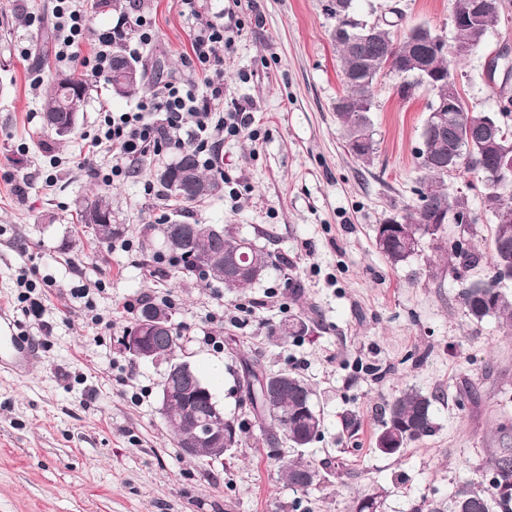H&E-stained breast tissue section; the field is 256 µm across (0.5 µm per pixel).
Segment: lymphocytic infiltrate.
<instances>
[{
  "label": "lymphocytic infiltrate",
  "instance_id": "1",
  "mask_svg": "<svg viewBox=\"0 0 512 512\" xmlns=\"http://www.w3.org/2000/svg\"><path fill=\"white\" fill-rule=\"evenodd\" d=\"M53 2L55 64L81 78H105L115 45L135 55L153 38L146 16H137L130 28L95 29L88 22L84 0ZM180 2L190 36V50L184 57L188 79L159 82L133 111L101 109L84 133L90 150L78 167L104 185L135 172L144 157L165 149H191L210 171L223 174L220 143L256 134V118L243 106L234 103L222 112L214 109L224 100V53L234 45L233 27L215 20L208 0ZM84 44L90 47L85 54L80 51Z\"/></svg>",
  "mask_w": 512,
  "mask_h": 512
}]
</instances>
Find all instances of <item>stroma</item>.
<instances>
[{"label": "stroma", "mask_w": 512, "mask_h": 512, "mask_svg": "<svg viewBox=\"0 0 512 512\" xmlns=\"http://www.w3.org/2000/svg\"><path fill=\"white\" fill-rule=\"evenodd\" d=\"M325 2L211 0L213 11L234 9L238 25L224 99L255 113L259 137L225 141L229 188L178 213L162 195L143 192L174 151L149 156L107 187L77 170L82 134L100 107L128 112L140 98L90 83L74 132L57 142L43 127V93L29 88L33 66L45 82L57 76L53 41L24 22L27 12H48L49 2L0 0V307L38 341L24 373L0 372V512H351L358 496L374 492L382 512H417L423 501L487 486L493 451L512 448V332L493 318L472 323L459 299L461 281L486 279L488 265L457 273L426 242L394 266L375 243L376 227L417 200L414 152L432 94L420 87L402 97L401 77L383 73L371 114L375 154L367 164L350 155L334 111L343 86ZM392 6L405 25L423 23L452 40L450 0H360L359 13L371 19ZM86 9L97 28L149 15L154 40L140 60L164 58L163 79L186 77L190 38L179 0H140L136 11L127 0L116 8L87 0ZM22 46L31 50L25 61L16 56ZM503 48L512 50V7L483 51L452 67L477 110L498 109L484 64ZM448 186L467 195L480 219L446 224V239L488 246L481 182L454 172ZM102 189L124 226L109 245L77 220L86 193ZM161 216L226 225L278 262L241 292L205 287L143 253L142 229ZM23 272L53 280L38 325L18 299ZM80 286L89 300L73 298ZM165 299L177 359L195 366L225 416L242 426L223 462L184 456L159 412L163 367L135 361L120 345L135 322L123 303ZM95 313L102 324L92 323ZM298 316L306 335H271V326ZM207 331L215 342L204 340ZM212 360L223 362V382L213 381ZM247 360L314 387L323 430L304 457L321 469L316 487L285 483L281 467L295 453L285 442L268 445L255 425L239 387ZM408 387L437 395V429L400 455L381 454L374 440L382 401ZM350 413L358 419L352 433Z\"/></svg>", "instance_id": "35a3bbf8"}]
</instances>
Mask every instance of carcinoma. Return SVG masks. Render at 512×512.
Here are the masks:
<instances>
[{
    "label": "carcinoma",
    "instance_id": "cac0c4a2",
    "mask_svg": "<svg viewBox=\"0 0 512 512\" xmlns=\"http://www.w3.org/2000/svg\"><path fill=\"white\" fill-rule=\"evenodd\" d=\"M505 9L503 0H487L476 18L475 24L483 30H489ZM325 14L334 22L332 43L340 62V71L344 93L336 100V120L344 130L346 146L358 160L368 162L375 153L374 133L370 113L374 103L373 89L380 72L369 64L386 54L390 42L407 43L425 30V25L415 24L408 27L402 35H396L397 23L388 22L375 27L373 40L359 42V39H340L339 32L363 33L367 27L362 25L358 15L356 0H345V9L341 12L324 8ZM483 44L473 39L472 31L460 26L454 28V37L448 50L436 51L427 44L412 46L407 55H396L392 59L393 71L415 75L416 70L408 69L416 62L423 70L433 74L435 81L427 84L432 93V101L450 95L457 100L458 111L448 113V125L452 137L440 138L428 130L422 132V143L416 153L419 176L415 189L417 202L404 208L403 219L413 230V236H394L383 241L376 240L377 246L387 261L394 265L407 262L416 255L425 239H432L440 257L469 269L482 261L489 262L491 269L512 268V224H493L489 253L485 254L474 246L463 249L458 243L449 244L443 237L431 238L429 224L432 214L448 209H470L469 200L464 195L449 191L445 177L453 172L448 167V154L461 149L462 160L459 167L478 175L482 183H488L490 171L499 163L500 157L512 158V131L501 127L502 156L494 154L493 147L483 139H472L467 125L457 121V116L465 113L474 122L484 118H494L496 114L478 111L469 106L461 95L457 82H448L452 74L451 62L462 61L476 54ZM115 61L107 76V84L112 94L129 96L149 81L152 71H161L157 63L154 70L138 65L127 57L124 50H114ZM87 84L79 77L70 74L59 75L49 87L43 106V124L57 140L63 141L58 128L75 130L78 114L83 110L87 95ZM168 201L189 208L221 189V183L210 171L204 169L197 155L188 149L182 150L178 158L166 164L159 173ZM512 206V182L503 184L495 190L484 188L483 205L487 213L493 215L504 205ZM80 221L89 228L94 238L102 244H111L112 240L123 234L124 228L116 223L110 197L100 192L85 196L79 210ZM160 232L165 245V254H154L158 260L168 259L184 276H198L197 264L206 263L216 254L224 256H245L243 265L250 267L248 276L224 274L216 283L229 290L252 287L265 279L269 269L275 265L274 254L254 240L240 237L228 229H223V237H212L209 224H182L173 222L164 224ZM496 276L483 281H474L461 291V303L474 323H481L493 317L506 327H512V300L499 288ZM309 324L302 318H294L272 328L281 336H304ZM243 385L253 417L266 441L273 444L284 439L292 448H307L316 441L322 431L321 414L314 403L315 393L311 386L298 374L283 371L267 374L259 365L247 367ZM436 396L415 388H409L399 396L384 402L385 419L378 433L375 448L386 455H397L410 443L432 435L436 429L434 403ZM312 462L299 456L284 468L288 486L298 490L307 489L312 483L303 479V474L312 469ZM512 502V451L501 448L493 456L492 477L489 486L482 489L463 488L459 490L450 504L449 512H492L493 505L506 506ZM382 502L376 493L359 498L355 512H381Z\"/></svg>",
    "mask_w": 512,
    "mask_h": 512
}]
</instances>
